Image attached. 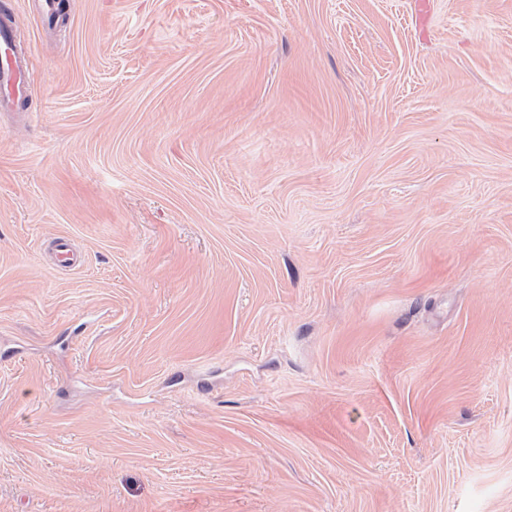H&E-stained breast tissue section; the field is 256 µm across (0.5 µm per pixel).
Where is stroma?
<instances>
[{"label":"stroma","mask_w":512,"mask_h":512,"mask_svg":"<svg viewBox=\"0 0 512 512\" xmlns=\"http://www.w3.org/2000/svg\"><path fill=\"white\" fill-rule=\"evenodd\" d=\"M13 2L0 512H512V0ZM53 249L59 267L72 269L79 265V255L68 237L56 238L53 242Z\"/></svg>","instance_id":"stroma-1"}]
</instances>
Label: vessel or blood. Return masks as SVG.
<instances>
[{
  "label": "vessel or blood",
  "instance_id": "obj_1",
  "mask_svg": "<svg viewBox=\"0 0 512 512\" xmlns=\"http://www.w3.org/2000/svg\"><path fill=\"white\" fill-rule=\"evenodd\" d=\"M11 15L10 9L0 10V108L22 103L29 95L27 55L13 34ZM53 249L58 266L79 265V255L68 237L56 238Z\"/></svg>",
  "mask_w": 512,
  "mask_h": 512
}]
</instances>
